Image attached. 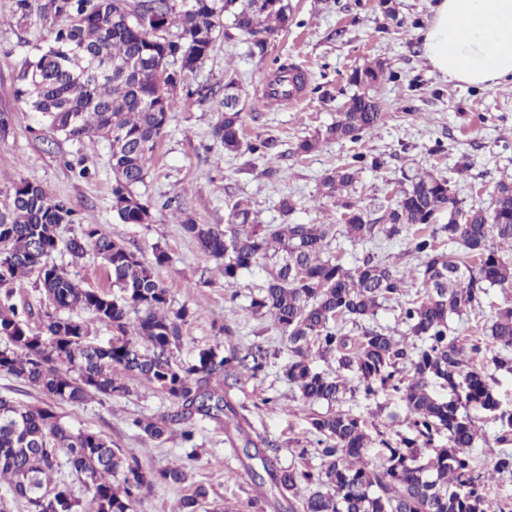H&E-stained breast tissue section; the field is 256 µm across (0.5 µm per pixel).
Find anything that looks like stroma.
I'll return each instance as SVG.
<instances>
[{
  "label": "stroma",
  "mask_w": 512,
  "mask_h": 512,
  "mask_svg": "<svg viewBox=\"0 0 512 512\" xmlns=\"http://www.w3.org/2000/svg\"><path fill=\"white\" fill-rule=\"evenodd\" d=\"M44 0H30L28 16H21L16 0H0V112L11 114L7 134H0V194L23 181L42 183L55 197L75 210L77 223L59 228L58 245L50 263L65 268L81 286L106 289L100 259L94 254L74 258L67 242L79 224H93L128 249L152 259L164 247L170 260L156 267L170 289L174 307H187L190 317L182 340L174 348L176 360L188 362L204 349H223L222 326L234 332L240 351L261 345L267 364L257 378L242 377L228 392L242 418V430H224L210 421H197L193 444H185L180 428H172L162 445H147L134 419L159 418L172 402L147 384L127 378L129 391L110 399L58 406L72 429L103 435L113 445L135 454L144 469L160 470L193 456L190 477L179 487L155 484L143 491L135 512H178L183 496L204 485L224 512H290L277 488H257L248 474L250 461L242 452L240 433H248L276 468L318 471L317 437L311 418L328 413L324 403H308L283 375L288 345L269 317L253 315L252 296L266 274L255 268L225 286L215 262L205 260L196 244L185 237L181 222L192 216L201 224H226L234 203L251 206L261 224H332L339 210L323 198L320 180L327 169L362 152L380 157L381 169L363 170L349 195L371 217L393 204L405 185L404 174L427 171L448 178L465 204L490 208L500 182L512 181V80L490 88L468 86L443 78L426 61L420 42L432 17L434 0H395L396 19L386 18L376 0H292L294 14L284 31L268 43L266 56L253 55L242 35L218 39L196 73L193 85L219 86L225 72L236 73L243 99L261 96L263 86L285 61L307 74V86L295 103L246 111L245 140L271 138L280 168L277 178L264 176L263 159L229 154L212 137L223 110L220 98H186L176 90L177 106L144 182L136 188L154 216L150 224L120 223L112 210V172L104 143L89 146L43 129L33 112L17 99L26 61L47 43L49 22L40 11ZM382 63L384 80L374 95L385 112L380 127L360 141H328L307 156L295 155L299 140L336 121L356 91L348 81L352 69ZM465 175H458L461 164ZM92 175L80 177L81 168ZM291 199L292 214H282L281 199ZM332 251L345 263L366 255L402 267L416 266L407 253L408 241H351L337 236ZM337 409L363 416L369 427L387 436L405 432L402 408L394 396L366 398L352 388Z\"/></svg>",
  "instance_id": "35a3bbf8"
}]
</instances>
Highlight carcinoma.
I'll return each mask as SVG.
<instances>
[{
	"instance_id": "obj_1",
	"label": "carcinoma",
	"mask_w": 512,
	"mask_h": 512,
	"mask_svg": "<svg viewBox=\"0 0 512 512\" xmlns=\"http://www.w3.org/2000/svg\"><path fill=\"white\" fill-rule=\"evenodd\" d=\"M42 12L52 19L49 39L27 63L20 90L31 111L52 132L81 144L99 140L109 147L112 202L123 224L153 222L150 207L135 192L148 172L177 105L170 89L205 99L212 88L187 83L229 28L249 37L252 52L265 53L268 37L288 26L289 0H45ZM152 16L145 27L139 18ZM384 78L382 64L352 71L359 89L340 118L325 130L300 140L296 153L308 155L324 141L356 142L384 120L378 100L369 94ZM306 84L292 63L280 64L267 95L287 98ZM234 74L224 75V113L213 138L233 153L268 156L271 139H242L243 110ZM381 166L377 158L353 154L325 173L322 195L341 210L346 235L357 241L405 234L410 253L421 265L406 271L369 256L353 266L329 249L333 224H258L249 205H234L228 224H199L191 216L181 223L184 235L201 255L217 263L227 285L253 267L267 268L260 293L251 298L253 314L270 316L288 342L284 367L302 398L332 404L347 391L342 371L357 376L365 395L381 391L399 396L409 432L396 439L378 431L380 448L367 456L371 438L366 420L338 410L311 418L318 437V473L276 470L259 456L263 473L282 493L298 502L297 512H512V502L493 494L495 478L512 476V407L503 406L490 385L484 364L512 374V306L497 310L489 332L504 350L487 357L473 343L465 354L463 339L452 327L482 307L493 288H512V183L498 185L492 208L462 201L448 179L430 172L408 177L409 186L395 204L371 219L348 200L358 168ZM448 212V223H436ZM76 222L68 204L40 183L24 181L0 198V372L27 381L47 398L42 407H24L0 397V480L25 503L27 512H79L67 482L53 479L60 458L85 478L96 512H133L142 490L154 483L179 486L191 463L157 472L143 469L138 458L112 447L105 437L73 430L56 412L59 404L80 405L96 396L129 392L128 375L171 399L174 411L160 419L136 421L146 443L161 444L175 425L190 443L193 421L234 425L244 433L224 387L243 374L264 371L266 351L256 345L241 355L203 350L192 363L161 359L178 346L189 311L173 308L170 289L155 267L169 262L157 248L149 262L92 224L70 239L75 258L87 251L100 259L110 290L86 289L65 269L44 261L56 248L58 225ZM461 251L447 255L443 240ZM34 275L54 307L38 332L29 329V311L13 302V290ZM420 284L415 296L409 288ZM393 302L406 334L371 325L377 310ZM88 311L112 328V339H90L88 322L69 313ZM357 335L343 333L347 324ZM336 356V376L313 366L312 353ZM448 390L437 396L434 385ZM473 407L497 423V447L471 452L478 437ZM445 435L448 444L436 446ZM122 476L114 484L113 478ZM208 490L198 486L182 498L179 512H199Z\"/></svg>"
}]
</instances>
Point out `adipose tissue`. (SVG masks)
I'll list each match as a JSON object with an SVG mask.
<instances>
[{
  "label": "adipose tissue",
  "instance_id": "1",
  "mask_svg": "<svg viewBox=\"0 0 512 512\" xmlns=\"http://www.w3.org/2000/svg\"><path fill=\"white\" fill-rule=\"evenodd\" d=\"M421 44L447 80L491 87L512 79V0H436Z\"/></svg>",
  "mask_w": 512,
  "mask_h": 512
}]
</instances>
